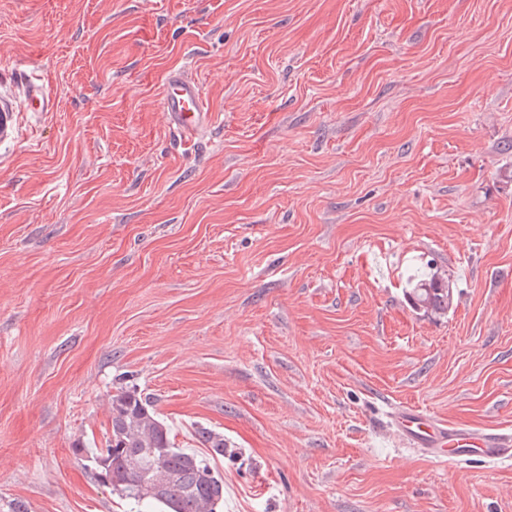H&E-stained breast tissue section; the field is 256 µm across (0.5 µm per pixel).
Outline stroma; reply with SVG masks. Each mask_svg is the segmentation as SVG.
Returning <instances> with one entry per match:
<instances>
[{
    "instance_id": "1",
    "label": "stroma",
    "mask_w": 512,
    "mask_h": 512,
    "mask_svg": "<svg viewBox=\"0 0 512 512\" xmlns=\"http://www.w3.org/2000/svg\"><path fill=\"white\" fill-rule=\"evenodd\" d=\"M2 103L0 512H131L86 459L122 385L223 433L224 512H512L386 417L512 432V0H0ZM161 106L169 123L181 136L192 139L211 121L201 88L180 70H170L161 89ZM27 110L31 112H50L55 102L41 79L29 78L26 89ZM406 296L415 311L426 315L448 313L452 304V284L437 272L416 271L407 280Z\"/></svg>"
}]
</instances>
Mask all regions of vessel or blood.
<instances>
[{
    "mask_svg": "<svg viewBox=\"0 0 512 512\" xmlns=\"http://www.w3.org/2000/svg\"><path fill=\"white\" fill-rule=\"evenodd\" d=\"M26 105L31 112L53 110L54 99L40 79H29ZM161 106L173 129L187 139L195 137L211 120L198 82L180 70L166 74ZM389 417L392 427L410 447L420 449L430 457L448 462L512 458V433L442 422L410 405L393 408Z\"/></svg>",
    "mask_w": 512,
    "mask_h": 512,
    "instance_id": "1",
    "label": "vessel or blood"
}]
</instances>
